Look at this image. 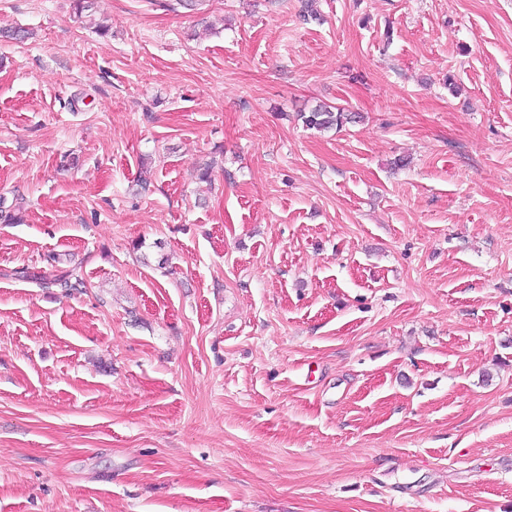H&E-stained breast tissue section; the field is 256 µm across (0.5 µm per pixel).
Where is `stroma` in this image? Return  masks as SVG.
<instances>
[{"instance_id":"1","label":"stroma","mask_w":512,"mask_h":512,"mask_svg":"<svg viewBox=\"0 0 512 512\" xmlns=\"http://www.w3.org/2000/svg\"><path fill=\"white\" fill-rule=\"evenodd\" d=\"M300 6L0 0V512H512V0ZM344 111L343 108L323 103L315 105L309 112H304L301 116L306 127L323 131L334 126L337 128L344 122L351 120L350 113L348 114ZM34 280L39 281L42 288H60L65 293L83 288L84 282L81 277L74 272V269L60 270L52 278H44L42 276L34 275Z\"/></svg>"}]
</instances>
